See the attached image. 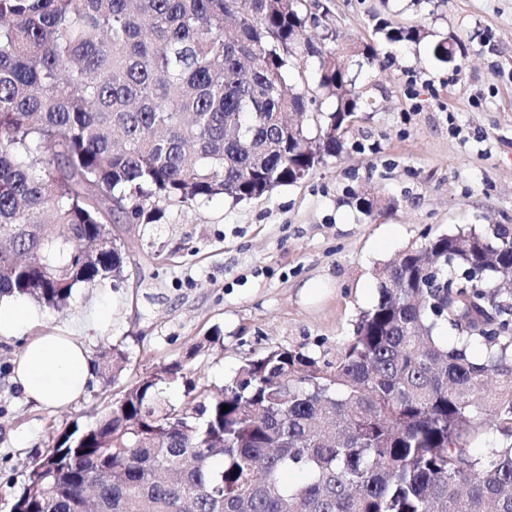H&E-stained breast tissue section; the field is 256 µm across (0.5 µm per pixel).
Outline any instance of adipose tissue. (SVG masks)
Listing matches in <instances>:
<instances>
[{"mask_svg": "<svg viewBox=\"0 0 512 512\" xmlns=\"http://www.w3.org/2000/svg\"><path fill=\"white\" fill-rule=\"evenodd\" d=\"M43 312L27 300L0 297V337L10 338L40 324ZM13 380L24 395L59 409L82 395L92 376L84 343L70 330L52 328L31 337L14 362Z\"/></svg>", "mask_w": 512, "mask_h": 512, "instance_id": "obj_1", "label": "adipose tissue"}]
</instances>
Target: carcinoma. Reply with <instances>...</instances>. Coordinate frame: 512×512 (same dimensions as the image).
<instances>
[{"label":"carcinoma","instance_id":"1","mask_svg":"<svg viewBox=\"0 0 512 512\" xmlns=\"http://www.w3.org/2000/svg\"><path fill=\"white\" fill-rule=\"evenodd\" d=\"M310 20L308 0H0V296L56 310L115 288L124 225L260 199L339 156L366 91ZM312 58L336 107L311 130L286 114L313 103ZM511 278V226L431 237L384 265L336 350L272 347L218 394L164 366L53 438L11 512H512ZM126 362L114 346L103 370Z\"/></svg>","mask_w":512,"mask_h":512}]
</instances>
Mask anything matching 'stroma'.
Listing matches in <instances>:
<instances>
[{
    "label": "stroma",
    "mask_w": 512,
    "mask_h": 512,
    "mask_svg": "<svg viewBox=\"0 0 512 512\" xmlns=\"http://www.w3.org/2000/svg\"><path fill=\"white\" fill-rule=\"evenodd\" d=\"M327 3L314 41L377 52L370 66L342 59L373 101L344 153L268 196L236 205L216 197L129 225L136 252L124 285L76 290L67 308L45 313L46 327H75L90 356L115 344L128 353L120 377L94 372L71 405L28 400L12 379L25 340L0 338V512H10L53 430L93 425L147 373L182 360L218 390L271 347L335 348L375 303L378 267L460 227L512 225V0ZM386 19L422 25L429 38L386 42ZM443 39L462 44L456 65L434 59L430 44ZM357 194L377 200L373 215L356 209ZM216 328L222 343L199 349Z\"/></svg>",
    "instance_id": "1"
}]
</instances>
